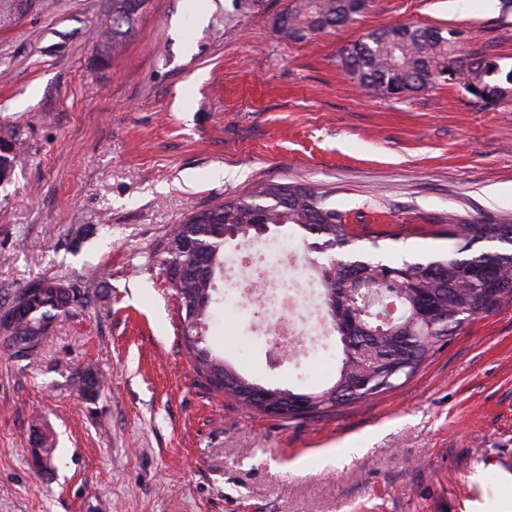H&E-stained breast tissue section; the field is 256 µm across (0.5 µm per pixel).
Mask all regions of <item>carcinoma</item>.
Here are the masks:
<instances>
[{
  "label": "carcinoma",
  "instance_id": "1",
  "mask_svg": "<svg viewBox=\"0 0 512 512\" xmlns=\"http://www.w3.org/2000/svg\"><path fill=\"white\" fill-rule=\"evenodd\" d=\"M147 0H112V19L102 29L100 56L109 59L136 32ZM366 0H291L279 20L288 36L304 39L314 32L337 29L349 23L365 8ZM456 32L398 24L374 30L345 48L341 68L373 95L397 98L425 91L441 84L438 76L448 72L457 81L476 89L473 98L481 108L493 110L512 97V69L505 72L497 62L482 56L464 58L455 49ZM20 156V142L10 135L0 137V173H10ZM252 224L288 226L310 253L326 256L311 263V270L323 292V315L339 341L349 339L356 351L369 352L374 361L362 367L347 357L332 385L317 391L267 387L241 375L208 343L213 319L212 304L218 300L224 281V243L254 236ZM501 224L466 221L460 230L448 231L461 242L446 255L423 258L400 265L369 268L364 260L337 259L332 246L353 238L342 213L329 206L326 193L287 184H264L246 198L218 203L174 225L159 246L167 271L168 288L175 296L181 334L197 374L218 394L253 406L248 394L261 388L269 399L288 396L309 404L317 416L337 407L364 402L399 388L418 371L448 331L427 338L409 333L408 323L418 320L422 302L432 306L434 317L457 312L468 318L489 313L512 299V241L503 242ZM482 242H494L487 251L473 250ZM365 273L366 287H357L352 277ZM400 273L408 300L398 302V312L383 322L377 316L384 307L365 308L363 294L376 288V274ZM61 280L42 276L17 291L9 305L21 314L7 326H0V341L17 359L37 354L52 321L96 297L90 288H57ZM79 390L86 396L100 392L104 382L87 371L78 377Z\"/></svg>",
  "mask_w": 512,
  "mask_h": 512
}]
</instances>
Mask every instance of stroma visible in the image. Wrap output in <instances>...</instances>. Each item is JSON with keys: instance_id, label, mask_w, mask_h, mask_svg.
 <instances>
[{"instance_id": "stroma-1", "label": "stroma", "mask_w": 512, "mask_h": 512, "mask_svg": "<svg viewBox=\"0 0 512 512\" xmlns=\"http://www.w3.org/2000/svg\"><path fill=\"white\" fill-rule=\"evenodd\" d=\"M288 4L147 0L106 61L112 0H35L0 26V130L26 146L0 185V304L41 276L98 291L34 359L0 346V512H512V301L398 389L320 419L216 395L188 357L155 249L258 184L326 192L354 235L342 259L444 254L450 218L512 217V98L483 110L457 83L375 96L337 62L411 23L507 71L512 7L368 0L353 24L294 39L277 24ZM214 312L210 344L261 384L316 387L342 357L333 337L326 362L274 361L253 333L263 313L225 298ZM87 370L105 382L91 398L74 385Z\"/></svg>"}]
</instances>
